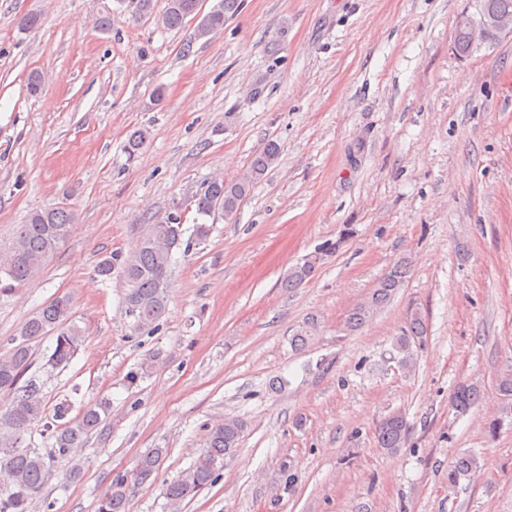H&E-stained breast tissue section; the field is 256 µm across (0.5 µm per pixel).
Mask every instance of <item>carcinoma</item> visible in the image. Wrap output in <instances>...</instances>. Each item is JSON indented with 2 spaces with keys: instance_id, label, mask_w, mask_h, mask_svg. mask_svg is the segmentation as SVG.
<instances>
[{
  "instance_id": "1",
  "label": "carcinoma",
  "mask_w": 512,
  "mask_h": 512,
  "mask_svg": "<svg viewBox=\"0 0 512 512\" xmlns=\"http://www.w3.org/2000/svg\"><path fill=\"white\" fill-rule=\"evenodd\" d=\"M238 7V0H220L216 9L201 18L197 36L206 37L224 27L226 17L234 14ZM198 11L199 0H168L163 24L168 29H176ZM279 151L276 141H267L253 155L241 176L231 180L222 177L209 180L191 198L176 202L174 211L165 220L144 225L127 252L101 258L96 272L105 279L112 277L115 267H120L125 285L123 303L133 332L152 334L160 328L168 305L171 267L175 262L173 251L183 244V215L195 212L194 240H206L211 231L206 219L217 214L227 219L233 217L255 184L277 162ZM74 221L75 215L70 210L47 208L33 211L25 223L17 225L11 248L0 252V293L36 278L69 237ZM332 250L334 247L330 246L317 251L290 267L282 279V287L291 290L304 285ZM406 275L407 268L402 265L391 269L378 282L368 300L350 311L345 327L354 331L371 320L402 287ZM317 329V319L308 318L293 331L291 345L297 350L306 348L314 340ZM50 333L55 334V345L47 365L58 368L69 364L85 341L84 330L72 320L70 297H57L30 317L22 326L20 342L7 357L0 358V390L16 392L10 406L0 409V512H30V504L41 493L54 464L72 459L73 449L81 447L92 434L100 431L111 412L109 400L101 399L85 406L77 420L67 426L55 427L43 422L44 405L37 387L33 384L20 387L18 382L32 364L31 343ZM424 333V316L416 310L407 330L395 340V349L403 365L411 363V344L421 340ZM498 388L503 412L512 414V367L498 374ZM477 399L476 387L462 384L453 392L451 404L467 410ZM40 422L53 439V452L48 457L31 450L27 443V435ZM243 430V422L233 418L211 429L207 448L194 465L165 485L164 495L173 509H178L182 501L212 484L216 472L224 467V458L238 447ZM407 435L405 417L392 413L379 423L377 443L380 448L393 452L403 447ZM166 454L165 448L148 450L138 459L131 481L135 484L148 482L160 469ZM479 470L480 460L476 455L464 453L458 456L448 468V489L457 488L463 481H471ZM126 504V482L122 478L103 495L99 512H126Z\"/></svg>"
}]
</instances>
